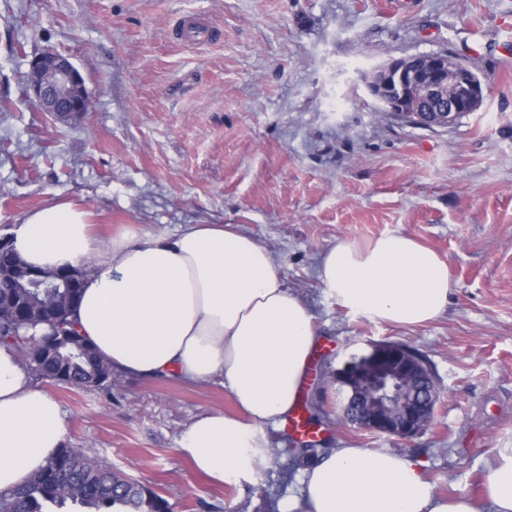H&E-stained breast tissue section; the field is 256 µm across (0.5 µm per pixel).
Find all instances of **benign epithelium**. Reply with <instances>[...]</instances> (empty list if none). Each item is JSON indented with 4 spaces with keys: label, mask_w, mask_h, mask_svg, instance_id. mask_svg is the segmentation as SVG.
<instances>
[{
    "label": "benign epithelium",
    "mask_w": 512,
    "mask_h": 512,
    "mask_svg": "<svg viewBox=\"0 0 512 512\" xmlns=\"http://www.w3.org/2000/svg\"><path fill=\"white\" fill-rule=\"evenodd\" d=\"M375 107L386 117L425 129H447L486 97V87L464 60L448 51L391 59L364 77ZM28 97L42 112L81 114L88 111L90 92L66 55L46 51L31 64L25 79ZM367 376L372 401L357 422L361 429L399 439L411 438L432 421L439 400L438 387L393 406L398 385L407 384L426 364L403 346L370 345L369 353L336 369V384L346 398L354 396L351 378Z\"/></svg>",
    "instance_id": "1"
}]
</instances>
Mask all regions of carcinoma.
Returning a JSON list of instances; mask_svg holds the SVG:
<instances>
[{"instance_id":"1","label":"carcinoma","mask_w":512,"mask_h":512,"mask_svg":"<svg viewBox=\"0 0 512 512\" xmlns=\"http://www.w3.org/2000/svg\"><path fill=\"white\" fill-rule=\"evenodd\" d=\"M28 265L11 249H0V343L14 346L28 369L41 378L69 387L112 386V367L78 335L71 319L80 293L62 283L52 286L27 281ZM38 326L45 331L36 336ZM82 512H112L120 504L127 512H170L166 499L133 482L77 448L62 446L49 464L28 484L0 492V512H52L67 504Z\"/></svg>"}]
</instances>
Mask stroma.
<instances>
[{"mask_svg": "<svg viewBox=\"0 0 512 512\" xmlns=\"http://www.w3.org/2000/svg\"><path fill=\"white\" fill-rule=\"evenodd\" d=\"M193 17L212 41L178 42ZM512 0H0V237L31 210L74 199L101 235L228 224L267 247L315 316L303 404L317 451L386 450L419 462L440 496L479 495L512 447ZM450 50L484 83L452 128L384 118L362 81L394 58ZM71 58L88 112L59 119L28 99L31 61ZM409 235L448 264L446 310L405 328L353 316L316 277L341 239ZM377 342L415 347L440 389L431 427L398 441L340 412L334 373ZM59 401L65 442L166 499L172 512H281L297 442L252 482L216 484L178 452L197 415L236 413L219 382L114 376L111 390L34 378Z\"/></svg>", "mask_w": 512, "mask_h": 512, "instance_id": "1", "label": "stroma"}]
</instances>
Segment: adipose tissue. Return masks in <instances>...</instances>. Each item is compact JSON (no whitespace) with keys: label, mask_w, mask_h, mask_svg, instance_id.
<instances>
[{"label":"adipose tissue","mask_w":512,"mask_h":512,"mask_svg":"<svg viewBox=\"0 0 512 512\" xmlns=\"http://www.w3.org/2000/svg\"><path fill=\"white\" fill-rule=\"evenodd\" d=\"M28 264L55 269L94 260L76 306L78 332L114 373L220 381L246 420L209 412L177 440L195 469L217 481H251L265 458L269 425L287 420L312 362L318 329L270 252L220 224L175 235L130 228L104 240L85 208L56 201L27 213L11 240ZM318 278L347 312L418 327L448 304V265L404 234L325 251ZM61 407L34 387L16 349L0 345V491L24 486L62 447ZM484 499L443 498L419 463L367 448H334L303 470L290 512H512V448L494 451Z\"/></svg>","instance_id":"adipose-tissue-1"}]
</instances>
